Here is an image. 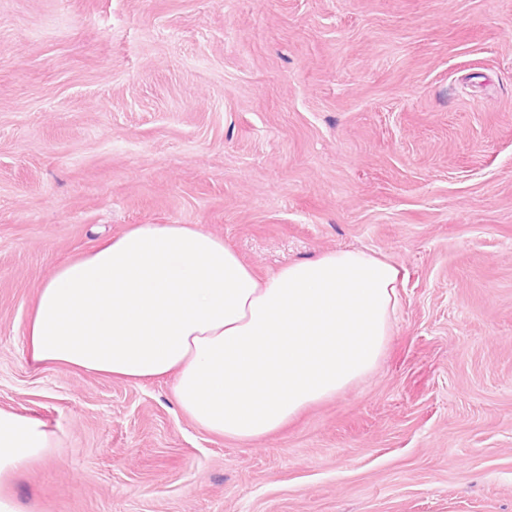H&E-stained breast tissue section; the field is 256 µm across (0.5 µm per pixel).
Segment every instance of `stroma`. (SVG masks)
I'll list each match as a JSON object with an SVG mask.
<instances>
[{"instance_id":"stroma-1","label":"stroma","mask_w":512,"mask_h":512,"mask_svg":"<svg viewBox=\"0 0 512 512\" xmlns=\"http://www.w3.org/2000/svg\"><path fill=\"white\" fill-rule=\"evenodd\" d=\"M134 224L386 255L380 365L252 441L32 368L39 288ZM0 408L60 439L25 512H512V0H0Z\"/></svg>"}]
</instances>
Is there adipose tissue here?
<instances>
[{"instance_id":"1","label":"adipose tissue","mask_w":512,"mask_h":512,"mask_svg":"<svg viewBox=\"0 0 512 512\" xmlns=\"http://www.w3.org/2000/svg\"><path fill=\"white\" fill-rule=\"evenodd\" d=\"M403 279L386 256L347 249L261 279L198 225L135 224L55 268L25 333L27 358L170 380L196 425L258 439L374 372ZM57 445L40 421L0 408V512H21L5 484Z\"/></svg>"}]
</instances>
